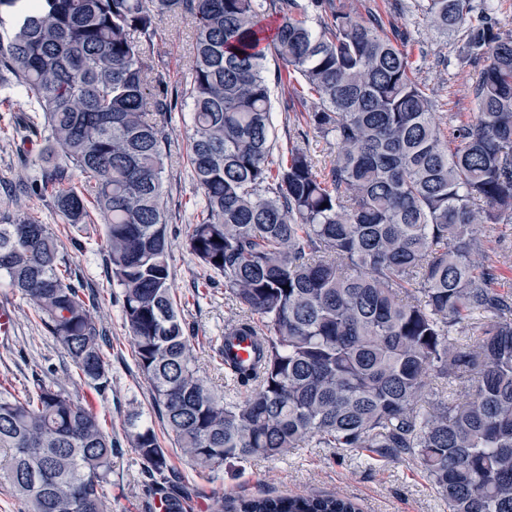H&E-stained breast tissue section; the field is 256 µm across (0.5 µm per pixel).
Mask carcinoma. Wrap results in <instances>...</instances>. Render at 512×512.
<instances>
[{"mask_svg": "<svg viewBox=\"0 0 512 512\" xmlns=\"http://www.w3.org/2000/svg\"><path fill=\"white\" fill-rule=\"evenodd\" d=\"M418 8L439 33H463L462 60L480 68L466 123L438 119L409 34H380V17L344 0H0V94L28 100L47 154L23 190L84 178L56 209L80 231L101 214L136 365L191 461L215 472L312 442L373 448L418 460L449 512H512V291L477 258L478 225L512 224V33L497 0ZM311 9L324 13L318 31ZM167 15L197 27L173 93L144 59ZM270 56L302 79L296 94L317 97L306 125L336 140L330 167L298 147L273 159ZM180 102L201 190L187 247L246 308L220 353L255 337L256 358L224 361L243 398L206 387L173 294L163 174ZM0 274L80 378L111 387L93 304L50 225L0 224ZM468 333L477 345L456 341ZM454 383L471 390L463 406L437 389ZM126 438L163 512H188L190 490L137 412ZM0 448V485L26 512H105L117 444L64 389L36 377L21 397L0 391ZM219 512L360 508L304 494L224 498Z\"/></svg>", "mask_w": 512, "mask_h": 512, "instance_id": "carcinoma-1", "label": "carcinoma"}]
</instances>
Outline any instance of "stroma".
<instances>
[{
	"mask_svg": "<svg viewBox=\"0 0 512 512\" xmlns=\"http://www.w3.org/2000/svg\"><path fill=\"white\" fill-rule=\"evenodd\" d=\"M360 16L378 14L384 32L407 30L414 42L417 77L435 99L441 122L451 125L468 120L473 112L471 89L478 69L457 61L456 51L463 44L462 34L443 36L429 26L415 8L416 0H347ZM161 35L146 51L153 75L169 87L185 82L191 66L190 48L196 29L187 20L164 18ZM265 75L271 90L272 121L277 147L290 144L307 150L317 168L330 167L336 156L333 138L309 133L307 113L316 109L315 99L297 96L291 84L278 76V65L267 60ZM30 105L22 95L0 102V217L19 219L33 216L55 231L71 261L74 278L83 282L95 296L94 315L106 336V357L112 375L111 387L103 392L79 378L63 345L41 325L32 306L20 294L0 284V306L14 313L12 335L0 344V389L20 390L32 375L63 387L77 401L107 420V429L118 445L112 456V485L106 490L107 512H156L142 474L141 461L125 437V419L140 412L152 426L169 463L183 482L193 488L190 512H215L218 498H248L264 495H295L307 492L338 494L356 500L362 512H448L447 500L438 493L427 472L411 457L390 461L366 448L340 450L308 445L276 460L258 459L247 464L225 465L220 475L194 466L175 445L155 407L150 386L139 372L129 345L120 306L121 290L113 282L107 251L101 235L78 237L64 224L51 195L19 193L29 170L26 160L34 159L41 146L25 139L23 120ZM190 114L173 112L167 126L166 149L170 155L164 175V206L168 216L171 245L170 266L174 294L180 301V314L191 338L193 354L201 377L214 389L224 387V369L214 360V345L223 335L224 325L242 315L243 308L224 294L223 282H216L205 293L197 286L203 272L186 249L192 222L190 200L199 190L186 165ZM484 257L501 269L499 285L512 290V228L484 224L479 228Z\"/></svg>",
	"mask_w": 512,
	"mask_h": 512,
	"instance_id": "stroma-1",
	"label": "stroma"
}]
</instances>
